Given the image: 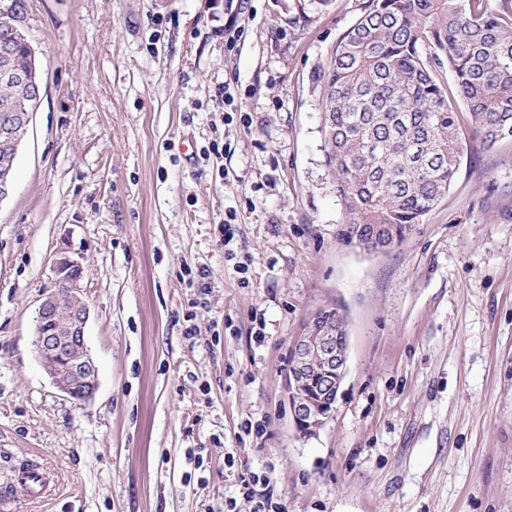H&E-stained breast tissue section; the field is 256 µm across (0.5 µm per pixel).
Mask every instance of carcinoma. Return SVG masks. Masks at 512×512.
<instances>
[{
  "mask_svg": "<svg viewBox=\"0 0 512 512\" xmlns=\"http://www.w3.org/2000/svg\"><path fill=\"white\" fill-rule=\"evenodd\" d=\"M23 18L13 0L0 37L13 39L26 67ZM445 63L452 92L436 70ZM315 81L340 239L362 247L380 224L398 244L456 179L458 103L489 145L512 139V13L488 0H369Z\"/></svg>",
  "mask_w": 512,
  "mask_h": 512,
  "instance_id": "obj_1",
  "label": "carcinoma"
}]
</instances>
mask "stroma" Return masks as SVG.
<instances>
[{
	"label": "stroma",
	"instance_id": "35a3bbf8",
	"mask_svg": "<svg viewBox=\"0 0 512 512\" xmlns=\"http://www.w3.org/2000/svg\"><path fill=\"white\" fill-rule=\"evenodd\" d=\"M367 2L22 0L43 97L0 203L8 512H512V140L461 113L417 231L341 241L314 77ZM61 249L85 270L83 403L33 345ZM324 307L347 372L305 436L284 375ZM32 462L49 497L15 479Z\"/></svg>",
	"mask_w": 512,
	"mask_h": 512
}]
</instances>
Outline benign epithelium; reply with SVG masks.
<instances>
[{"label":"benign epithelium","instance_id":"7a95c632","mask_svg":"<svg viewBox=\"0 0 512 512\" xmlns=\"http://www.w3.org/2000/svg\"><path fill=\"white\" fill-rule=\"evenodd\" d=\"M14 47L0 44V86L20 89L33 104L42 96L36 70L22 71L11 62ZM33 112H8L0 117V144L17 155L21 138ZM55 285L36 309L34 347L51 383L71 401L86 402L99 385L98 367L87 343L90 308L84 298V268L80 258L63 252L53 261ZM347 332V321L336 314L333 321H309L291 346L292 368L285 375L288 408L295 427L310 434L330 418L323 398H337L345 377L348 343L337 335Z\"/></svg>","mask_w":512,"mask_h":512}]
</instances>
